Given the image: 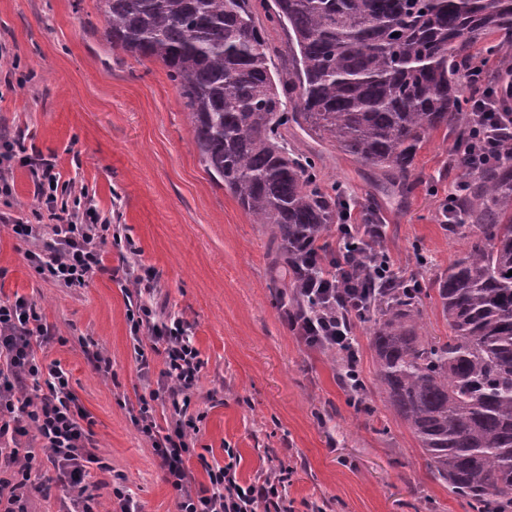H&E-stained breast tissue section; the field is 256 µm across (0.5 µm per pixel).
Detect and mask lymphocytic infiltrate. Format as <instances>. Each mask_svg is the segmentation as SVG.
<instances>
[{
	"label": "lymphocytic infiltrate",
	"mask_w": 512,
	"mask_h": 512,
	"mask_svg": "<svg viewBox=\"0 0 512 512\" xmlns=\"http://www.w3.org/2000/svg\"><path fill=\"white\" fill-rule=\"evenodd\" d=\"M487 64V56L481 54L470 66L476 90L469 110L478 123L459 163L471 172L497 161L506 133H512V119L503 114L504 104L512 101V80L491 82ZM342 215L335 262L331 269L304 283L308 295L329 300L337 294L342 302L326 314L305 318L302 331L306 340L324 338L353 348L357 341L351 320L374 304L379 290L403 284L404 278L384 249L366 247L361 230L367 227V220L352 223L348 206ZM107 230L93 209L64 212L53 227L52 241L30 252L29 260L39 275L67 288L82 287L91 273L104 268L99 243ZM128 321L140 371L150 369L147 348L161 349L163 354L161 379L157 387L146 388L140 395L135 423L151 441L176 492V512H289L285 477L240 484L237 456L231 449L226 452L224 467L209 470L208 486L192 490L186 457L196 429L189 407L202 370L199 351L181 318L155 320L146 303L129 310ZM44 332L34 303L22 297L0 302V358L7 361L6 370H0V461L6 470L0 476V512H29L35 455L21 440L32 434L40 439L47 461L60 473L69 501L66 512H92L85 479L89 466L98 461L92 451L93 422L79 406L60 365L45 366L36 360L33 346L44 341ZM157 401L168 405L172 417L163 432L153 416Z\"/></svg>",
	"instance_id": "lymphocytic-infiltrate-1"
}]
</instances>
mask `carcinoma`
I'll return each mask as SVG.
<instances>
[{"label": "carcinoma", "instance_id": "obj_1", "mask_svg": "<svg viewBox=\"0 0 512 512\" xmlns=\"http://www.w3.org/2000/svg\"><path fill=\"white\" fill-rule=\"evenodd\" d=\"M112 48L158 61L188 111L206 171L268 235L283 315L315 309L300 279L326 260L319 244L341 220L312 153L290 128L338 145L404 194L413 158L446 128L452 152L475 123L467 65L490 37L493 78L512 77V0H99ZM288 31L271 48L258 13ZM288 61L274 65L272 55ZM468 254L437 281L446 341L422 335L420 292L394 288L363 318L387 402L418 441L434 478L472 512H512V141L470 176L455 203ZM348 401L363 380L325 346Z\"/></svg>", "mask_w": 512, "mask_h": 512}]
</instances>
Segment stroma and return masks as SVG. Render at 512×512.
<instances>
[{
    "mask_svg": "<svg viewBox=\"0 0 512 512\" xmlns=\"http://www.w3.org/2000/svg\"><path fill=\"white\" fill-rule=\"evenodd\" d=\"M103 32L97 0H0V145L12 142L33 160L14 165L10 193L0 192V299L36 303L51 339L35 355L60 364L94 422L100 462L87 483L101 512H119L118 489L141 512L176 510V492L133 421L144 387L127 319L137 292L109 271L134 261L154 275L148 302L188 323L204 363L191 406L200 417L187 461L192 488L208 485V469L223 466L231 448L240 482L287 473L291 512H471L431 477L413 435L374 389L366 324L355 331L358 370L371 388L366 411L349 404L330 357L285 326L268 238L207 173L165 68L113 49ZM288 138L319 152L325 186L376 211L383 248L422 288L466 255V239L443 228L442 204L460 177L448 166L444 130L418 150L414 186L402 197L378 193L380 171L336 145L296 129ZM42 162L82 189L110 226L101 244L107 270L80 288L38 275L30 243L11 230L22 221L52 236L54 216L37 205ZM117 236L138 254L115 245ZM96 350L111 374L95 371L88 355Z\"/></svg>",
    "mask_w": 512,
    "mask_h": 512,
    "instance_id": "stroma-1",
    "label": "stroma"
}]
</instances>
